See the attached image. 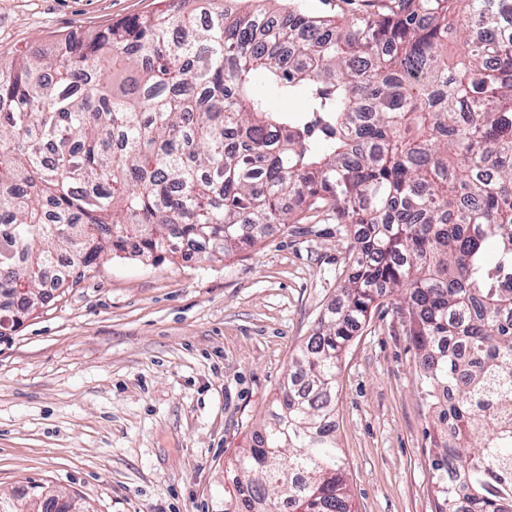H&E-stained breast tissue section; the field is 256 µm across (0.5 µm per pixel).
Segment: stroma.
Returning a JSON list of instances; mask_svg holds the SVG:
<instances>
[{
    "label": "stroma",
    "instance_id": "stroma-1",
    "mask_svg": "<svg viewBox=\"0 0 512 512\" xmlns=\"http://www.w3.org/2000/svg\"><path fill=\"white\" fill-rule=\"evenodd\" d=\"M0 0V61L159 9ZM350 238L327 212L211 262L104 259L0 339V492L44 483L91 512H232L235 458L340 295ZM416 349L395 307L342 356L336 436L353 512H435Z\"/></svg>",
    "mask_w": 512,
    "mask_h": 512
}]
</instances>
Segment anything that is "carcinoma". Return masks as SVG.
<instances>
[{"label":"carcinoma","instance_id":"cac0c4a2","mask_svg":"<svg viewBox=\"0 0 512 512\" xmlns=\"http://www.w3.org/2000/svg\"><path fill=\"white\" fill-rule=\"evenodd\" d=\"M172 0L0 63V337L135 254L210 261L319 209L356 227L341 297L237 458L235 512H351L342 354L389 298L419 351L435 512H512V0ZM295 98L283 112L273 101ZM0 512H63L43 484ZM299 4L310 15H352L364 14L376 6L390 4L380 0H301Z\"/></svg>","mask_w":512,"mask_h":512}]
</instances>
